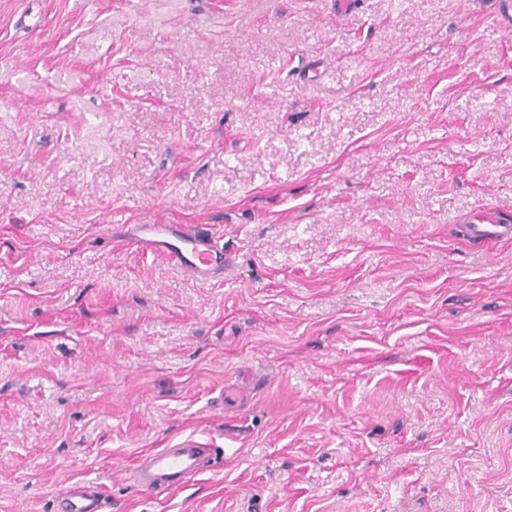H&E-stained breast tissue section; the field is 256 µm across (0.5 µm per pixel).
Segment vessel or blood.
Instances as JSON below:
<instances>
[{"instance_id":"vessel-or-blood-1","label":"vessel or blood","mask_w":512,"mask_h":512,"mask_svg":"<svg viewBox=\"0 0 512 512\" xmlns=\"http://www.w3.org/2000/svg\"><path fill=\"white\" fill-rule=\"evenodd\" d=\"M466 239L493 241L512 239V223L500 212L483 209L473 214L464 227ZM136 245L167 258L196 282L223 277L224 250L205 234L189 232L182 224H140L133 235ZM217 449L187 436L170 448H158L143 455L133 477L143 491L169 495L183 490L188 482L204 473V460L217 458ZM100 498L89 487H70L57 500V512H100Z\"/></svg>"}]
</instances>
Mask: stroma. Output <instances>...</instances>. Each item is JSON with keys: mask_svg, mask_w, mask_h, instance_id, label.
<instances>
[{"mask_svg": "<svg viewBox=\"0 0 512 512\" xmlns=\"http://www.w3.org/2000/svg\"><path fill=\"white\" fill-rule=\"evenodd\" d=\"M496 0H0V512H512ZM224 248L191 282L127 242ZM248 402H225L243 375ZM227 450L163 498L137 457ZM464 237L472 241L512 239V225L505 221L498 210L480 209L464 227ZM132 240L166 257L192 281L224 276V248L208 235L189 232L183 224H137ZM100 498L89 486L69 487L56 500L58 512H99Z\"/></svg>", "mask_w": 512, "mask_h": 512, "instance_id": "obj_1", "label": "stroma"}]
</instances>
